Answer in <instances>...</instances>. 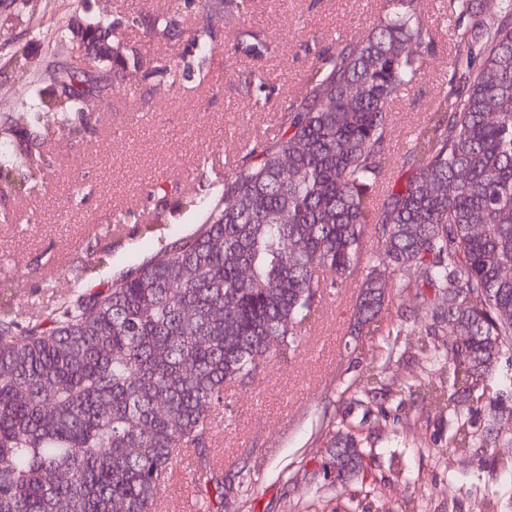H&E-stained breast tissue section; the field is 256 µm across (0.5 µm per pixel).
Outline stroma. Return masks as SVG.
<instances>
[{
  "mask_svg": "<svg viewBox=\"0 0 512 512\" xmlns=\"http://www.w3.org/2000/svg\"><path fill=\"white\" fill-rule=\"evenodd\" d=\"M30 0L0 9V47L23 48V70L0 71V114L29 97L30 75L45 70L42 37L60 16L107 12L122 25L113 41L135 47L127 65L134 97L105 93L90 124L73 136L42 114L36 130L52 161L45 188L0 191V315L25 323L44 319L76 288L98 290L134 270L165 237L188 235L217 203V179L241 163L244 145L272 140L290 100L307 88L311 66L334 43L371 30L386 0H254L245 26L263 44L261 55L238 49V25L218 26L206 79L170 84L155 75L175 42L131 24L137 12L179 9L185 29L200 18L182 0ZM434 43L415 81L389 106L386 174L405 183L411 139L427 121L439 93L457 88L455 46L465 21L444 0H417ZM210 190L200 191L203 180ZM195 205H186L188 197ZM362 272L327 294L299 333L288 358L272 356L253 384L228 388L211 435L233 494L228 512H512V347L503 349L486 381L450 390L458 412L438 411L412 385L437 379L447 330L425 335L436 297L420 269L394 276L395 297L378 318L377 335H351ZM475 438L499 433L497 447L448 450L457 416ZM360 440L368 456L350 481L327 477V445L336 423ZM198 458L177 460L174 481L157 512L193 508Z\"/></svg>",
  "mask_w": 512,
  "mask_h": 512,
  "instance_id": "obj_1",
  "label": "stroma"
}]
</instances>
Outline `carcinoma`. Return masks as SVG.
Segmentation results:
<instances>
[{
  "label": "carcinoma",
  "mask_w": 512,
  "mask_h": 512,
  "mask_svg": "<svg viewBox=\"0 0 512 512\" xmlns=\"http://www.w3.org/2000/svg\"><path fill=\"white\" fill-rule=\"evenodd\" d=\"M389 2L368 35L318 55L276 142L253 143L196 233L170 237L106 290L79 293L34 326L0 319V512H155L173 460L205 450L226 388L252 383L272 351L294 350L323 290L363 263L359 331L390 301L383 269L418 267L438 289L428 316L456 337L450 386L473 390L512 347V0L487 13L477 0H448L472 18L455 53L463 91L438 97L408 149L412 175L381 194L389 104L433 43L412 0ZM185 6L205 18L191 31L176 10L131 22L186 40L203 66L216 49L210 0ZM222 9L224 22H244L251 0ZM119 25L98 14L85 37ZM71 26L61 17L46 30L54 64L5 117L0 172L26 190L51 166L32 120L48 110L68 133L86 130L125 67L116 49L76 63ZM190 68L181 53L156 72L174 84ZM472 443L456 419L448 451ZM330 454L346 478L365 451L346 433ZM194 482L208 512H222L218 469L201 465Z\"/></svg>",
  "instance_id": "1"
}]
</instances>
